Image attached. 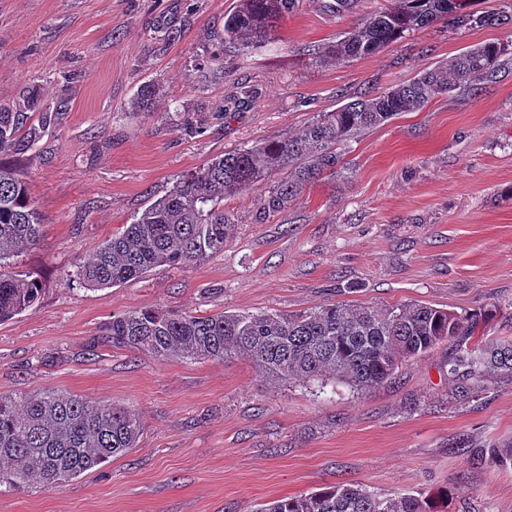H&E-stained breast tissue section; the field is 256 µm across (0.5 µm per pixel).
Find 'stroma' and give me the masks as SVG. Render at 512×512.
I'll list each match as a JSON object with an SVG mask.
<instances>
[{
  "instance_id": "35a3bbf8",
  "label": "stroma",
  "mask_w": 512,
  "mask_h": 512,
  "mask_svg": "<svg viewBox=\"0 0 512 512\" xmlns=\"http://www.w3.org/2000/svg\"><path fill=\"white\" fill-rule=\"evenodd\" d=\"M390 3L336 13L302 0L276 42L243 54L215 37L237 0H0V104L28 91L64 108L10 159L45 224L10 263L42 294L0 324V395L71 394L142 423L125 455L55 488L2 492L0 512H257L344 482L438 512H512V467L472 458L512 442V377L487 375L475 398L455 399L447 346L357 391L274 381L244 356L161 360L102 339L112 316L144 306L294 314L334 303L483 312L480 339H512L511 68L356 139L348 181L319 182L264 223L253 220L263 186L225 199L238 224L222 253L111 288L73 276L184 172L294 135L342 98L472 45L512 42V21L438 23L372 55L311 62ZM148 81L157 93L142 104Z\"/></svg>"
}]
</instances>
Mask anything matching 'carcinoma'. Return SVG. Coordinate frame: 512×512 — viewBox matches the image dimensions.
<instances>
[{
  "instance_id": "1",
  "label": "carcinoma",
  "mask_w": 512,
  "mask_h": 512,
  "mask_svg": "<svg viewBox=\"0 0 512 512\" xmlns=\"http://www.w3.org/2000/svg\"><path fill=\"white\" fill-rule=\"evenodd\" d=\"M300 0H238L224 16L221 41L242 52L271 39L278 23ZM470 0H396L391 8L368 15L341 38L313 53L329 66L371 55L440 20L457 28L500 24V13L477 14ZM512 60L506 43L476 45L418 72L411 80L376 95L349 99L312 117L298 134L258 143L218 156L183 174L166 193L133 216L121 231L98 244L79 263L75 277L96 290L140 278L160 266L197 263L224 251L237 219L224 200L239 191L264 186L255 221L263 223L288 208L306 188L323 180L351 178L341 146L382 126L403 112L421 109L438 94L464 84L493 81ZM26 104L0 105V155L34 149L46 126L59 115ZM44 218L16 169L0 163V323L35 304L42 288L34 278L7 270L11 256L35 246ZM493 315L457 313L428 304L375 309L350 304L318 306L297 314L220 312L179 313L151 307L112 316L105 336L114 347L148 352L158 358L222 362L250 358L277 380L319 381L331 377L355 390L391 379L400 366L449 344L448 375L459 381L458 396L474 397L468 381L486 374L512 376V340L468 342L480 321ZM138 417L124 407L101 405L74 396H0V488L21 491L55 487L122 456L135 447ZM477 458L512 467V445L480 449ZM257 512H436L413 494L381 498L356 483L269 501Z\"/></svg>"
}]
</instances>
